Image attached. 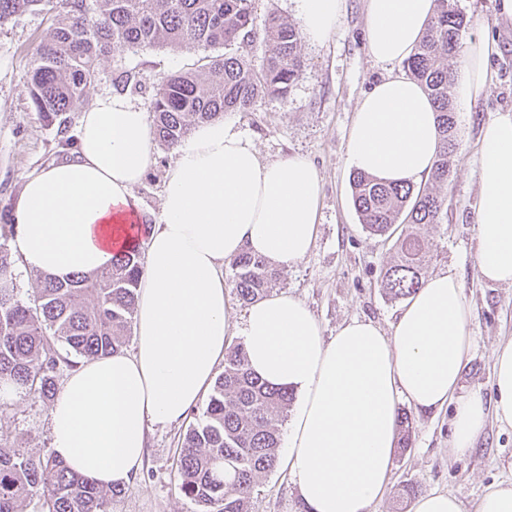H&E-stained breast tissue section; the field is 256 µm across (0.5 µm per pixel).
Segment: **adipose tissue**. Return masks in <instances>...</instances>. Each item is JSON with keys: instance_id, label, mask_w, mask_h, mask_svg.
<instances>
[{"instance_id": "1", "label": "adipose tissue", "mask_w": 512, "mask_h": 512, "mask_svg": "<svg viewBox=\"0 0 512 512\" xmlns=\"http://www.w3.org/2000/svg\"><path fill=\"white\" fill-rule=\"evenodd\" d=\"M302 34L333 35L344 0H297ZM435 0H367L371 56L415 51ZM494 42L470 40L460 61L462 103L491 84ZM440 151L437 112L411 77L383 79L358 103L347 162L376 177L427 178ZM154 162L147 114L103 95L80 116L74 155L26 176L13 223L16 247L42 273L65 277L146 255L133 353L85 362L50 408L52 450L109 488L139 472L152 425L182 420L206 393L232 337L248 366L293 392L283 459L307 512H369L393 466L400 402L451 407L448 453L470 455L488 417L512 427V340L494 350L492 404L461 391L474 338L471 309L452 272L429 277L401 308L392 334L352 319L324 338L300 300L273 294L232 320L222 265L242 251L274 265L302 261L317 239L321 179L305 158L261 160L224 121L197 125L175 149L159 214L134 194ZM476 264L481 279L512 286V113L488 120L477 150Z\"/></svg>"}]
</instances>
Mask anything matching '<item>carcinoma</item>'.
<instances>
[{"label": "carcinoma", "instance_id": "1", "mask_svg": "<svg viewBox=\"0 0 512 512\" xmlns=\"http://www.w3.org/2000/svg\"><path fill=\"white\" fill-rule=\"evenodd\" d=\"M436 2L425 36L407 60L411 76L437 104L441 150L429 184H391L362 171L352 178L353 206L365 229L396 238L397 261L380 282L394 300L422 285V244L410 228L441 223V186L456 149L451 61L468 21L454 0ZM254 5L255 0H0V26L29 10L54 17L30 81L35 110L46 115L71 111L106 54L148 45L198 52L195 69L167 75L154 87V133L172 150L192 123L245 112L262 96L283 99L298 79L299 31L274 14L265 21L269 54L262 70L239 53L256 36ZM218 47L223 54H209ZM232 270L233 288L245 304L263 298L281 279L279 269L249 252L232 260ZM142 273L140 251L133 249L113 258L108 269L64 279L43 275L30 306L14 294L10 255L0 242V406L9 393L54 400L57 373L70 363L57 353V343L91 359L122 351ZM292 399L251 375L243 346L229 348L224 373L202 417L183 435L176 464L178 485L199 512H249L259 475L278 463L280 427ZM35 499L41 512H106L104 489L63 460L0 443V512H21L24 502Z\"/></svg>", "mask_w": 512, "mask_h": 512}]
</instances>
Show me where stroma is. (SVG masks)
Returning a JSON list of instances; mask_svg holds the SVG:
<instances>
[{
	"instance_id": "obj_1",
	"label": "stroma",
	"mask_w": 512,
	"mask_h": 512,
	"mask_svg": "<svg viewBox=\"0 0 512 512\" xmlns=\"http://www.w3.org/2000/svg\"><path fill=\"white\" fill-rule=\"evenodd\" d=\"M468 26L462 41L485 37L499 51L490 60L493 83L485 96L456 107L455 155L442 191L447 213L440 223L416 226L424 244L423 276L451 271L459 279L472 309L475 339L464 374L465 390L494 398L493 351L512 339V287L484 281L476 268L475 200L479 192L476 149L482 125L497 114L512 111V23L500 20L496 0H456ZM366 0H345L336 31L327 42L301 40L304 67L286 99L263 97L245 112H229L226 123L251 137L261 159L299 155L314 164L321 178L318 236L311 253L283 268L275 291L303 301L319 322L324 336L335 335L345 321L370 320L391 331L402 307L380 288L385 270L394 262V240L363 230L352 204L347 135L357 105L375 82L406 70L404 63H381L369 52L365 22ZM50 14L31 11L0 26V225L10 216L28 174L69 157L80 114L95 98L112 93V72L123 67L136 72L139 89L128 96L150 110L153 89L165 74L191 68L197 53L175 48L139 47L102 57L97 74L71 111L46 117L35 112L30 74L40 46L52 29ZM155 162L135 187L144 211L159 213L165 174L174 154L154 148ZM198 402L185 420L153 426L145 463L119 495L107 502V512H198L180 490L175 467L180 440L189 424L205 409ZM400 411L414 420L412 446L395 453L383 497L370 512H411L418 493L438 490L473 509L485 487L512 480V428L488 419L474 452L463 459L448 456L449 408L429 412L401 403ZM50 406L34 395H11L0 407V442L33 455L50 453ZM250 512H304L301 496L283 466L262 474L252 495Z\"/></svg>"
}]
</instances>
